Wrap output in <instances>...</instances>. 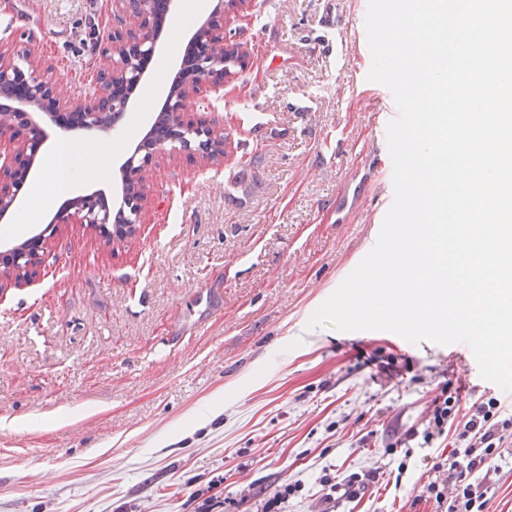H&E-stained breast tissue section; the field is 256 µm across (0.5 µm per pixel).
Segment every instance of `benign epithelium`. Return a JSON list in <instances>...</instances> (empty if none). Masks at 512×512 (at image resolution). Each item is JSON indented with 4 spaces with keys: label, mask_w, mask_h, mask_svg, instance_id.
<instances>
[{
    "label": "benign epithelium",
    "mask_w": 512,
    "mask_h": 512,
    "mask_svg": "<svg viewBox=\"0 0 512 512\" xmlns=\"http://www.w3.org/2000/svg\"><path fill=\"white\" fill-rule=\"evenodd\" d=\"M224 13V0H215L209 16L192 34L196 46L195 68L184 74L188 83H196V89L202 93L224 94V86L236 79L238 71L224 72L223 65L212 57L211 45L215 41L224 42V26L211 27V20ZM135 16L139 21L148 18V0H112V39L101 48L102 55L109 60V67L103 79L92 88L78 93L62 94L59 92V78L41 68L36 57L27 53L29 68L24 70L15 61V55L0 50V90L3 93L1 107L7 108L5 100L13 98V93L21 92L14 111L6 113L10 126L23 122L28 125L25 139L20 140L11 130L0 131V220L16 210L19 194L24 189L35 158L44 139L42 122L53 120L57 116L65 118L63 128L72 130L95 131L102 118L118 105H128L130 98L123 96V91L136 88L143 79V71L129 70L126 59L137 54L149 60L155 55L156 34L143 37L142 29L136 25L130 27L126 19ZM162 111L172 114L174 137L172 147L179 149L186 159L211 165L224 161L225 153L212 157L210 151L193 146L180 147L187 135L194 130H206L213 135L224 134L223 124L213 115H205L195 110L189 99H180L174 94H167ZM151 135L144 137V142L130 154L121 165V175L138 180L147 167L157 163L167 151L165 144H156L150 149L144 148ZM144 207L132 212L120 208L111 209L104 197V191L96 190L86 195L73 198L67 206L58 210L49 224L38 237L23 247H14L0 252V271L13 276L14 287L20 288L33 284L40 273L44 256L45 240L57 232L61 224H82L93 229L105 241L117 240L112 225L117 223L116 215L124 219V238L134 237L140 229V215Z\"/></svg>",
    "instance_id": "benign-epithelium-1"
}]
</instances>
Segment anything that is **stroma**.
<instances>
[{"mask_svg":"<svg viewBox=\"0 0 512 512\" xmlns=\"http://www.w3.org/2000/svg\"><path fill=\"white\" fill-rule=\"evenodd\" d=\"M362 0H253L231 20L250 64L205 104L219 165L176 153L146 174L137 238L59 225L37 281L0 275V512H322L323 476L373 472L337 512H441L424 487L460 447L424 441L433 401L466 413L512 392L471 349L387 331L308 328L379 236L374 109L384 87L357 29ZM110 0H0V48L32 50L71 89L94 85ZM192 26L168 28L154 115ZM264 122L253 131L254 121ZM485 512H512V426Z\"/></svg>","mask_w":512,"mask_h":512,"instance_id":"obj_1","label":"stroma"}]
</instances>
